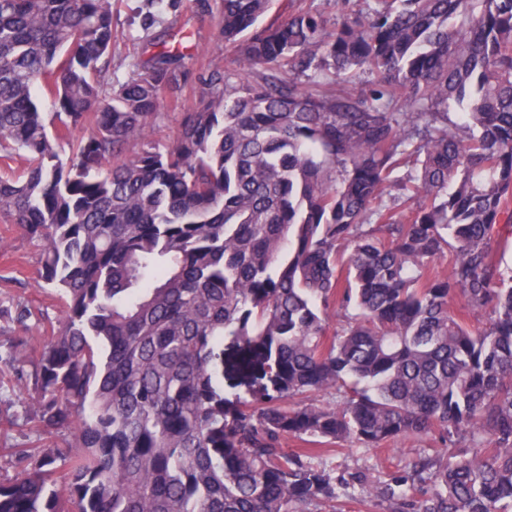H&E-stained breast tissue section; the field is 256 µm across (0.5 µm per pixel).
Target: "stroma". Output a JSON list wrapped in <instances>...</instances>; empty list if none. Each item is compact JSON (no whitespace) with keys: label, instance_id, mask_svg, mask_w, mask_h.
I'll return each instance as SVG.
<instances>
[{"label":"stroma","instance_id":"35a3bbf8","mask_svg":"<svg viewBox=\"0 0 512 512\" xmlns=\"http://www.w3.org/2000/svg\"><path fill=\"white\" fill-rule=\"evenodd\" d=\"M154 13L156 22L145 27L144 17ZM112 26L116 35L112 47L109 81H125L135 62L161 50L163 44L183 42L181 70L185 87L178 106L164 105L153 138L164 144L173 139L183 113L193 111L196 99L192 87L201 63L237 72L233 51L219 38L215 0H178L176 6L150 9L148 0H114ZM42 245L0 221V304L23 305L32 315L25 324L0 319V482L15 478L19 467L11 452L16 448L41 445L45 435L30 410L37 399L34 364L53 328L62 319V301L55 288L40 278ZM24 339L17 359H10L12 342ZM431 436L408 438L389 448H365L355 442L335 446L323 453L320 464L348 478L369 476L386 480L425 448L437 446Z\"/></svg>","mask_w":512,"mask_h":512}]
</instances>
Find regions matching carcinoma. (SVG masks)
Segmentation results:
<instances>
[{
  "instance_id": "cac0c4a2",
  "label": "carcinoma",
  "mask_w": 512,
  "mask_h": 512,
  "mask_svg": "<svg viewBox=\"0 0 512 512\" xmlns=\"http://www.w3.org/2000/svg\"><path fill=\"white\" fill-rule=\"evenodd\" d=\"M270 4L218 0L241 73L201 67L160 145L181 52L114 88L112 0H0V219L42 243L62 295L35 416L69 436L14 449L0 512H312L349 483L283 439L435 433L467 451L366 487L404 506L429 486L421 512H512V267L495 259L512 0H343L331 29L305 9L263 25ZM227 372L249 398H224Z\"/></svg>"
}]
</instances>
